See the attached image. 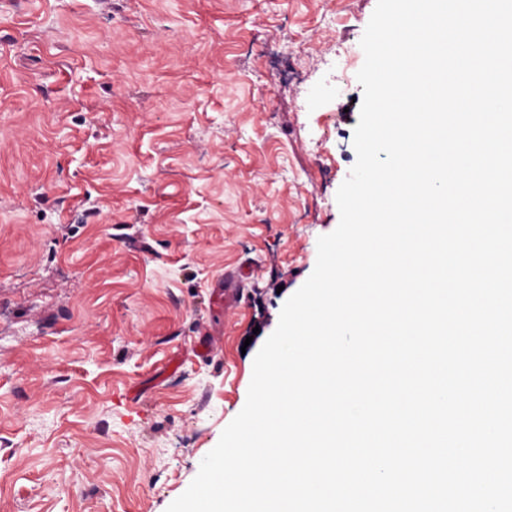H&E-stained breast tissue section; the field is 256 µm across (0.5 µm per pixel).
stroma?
I'll list each match as a JSON object with an SVG mask.
<instances>
[{
  "label": "stroma",
  "mask_w": 512,
  "mask_h": 512,
  "mask_svg": "<svg viewBox=\"0 0 512 512\" xmlns=\"http://www.w3.org/2000/svg\"><path fill=\"white\" fill-rule=\"evenodd\" d=\"M376 4L0 0V512L188 488L339 224Z\"/></svg>",
  "instance_id": "obj_1"
}]
</instances>
